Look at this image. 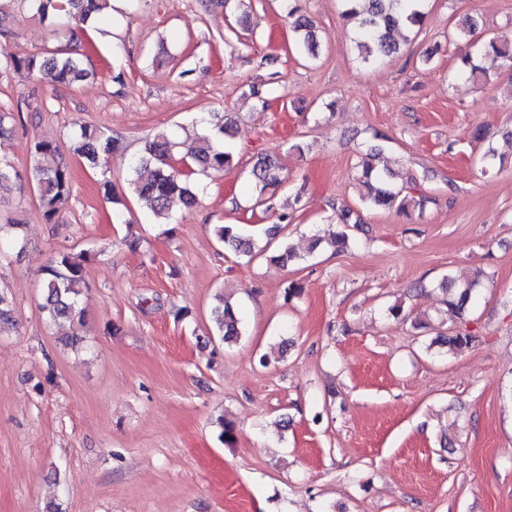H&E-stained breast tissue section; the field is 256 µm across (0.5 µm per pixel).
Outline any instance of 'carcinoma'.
Returning a JSON list of instances; mask_svg holds the SVG:
<instances>
[{"label":"carcinoma","instance_id":"cac0c4a2","mask_svg":"<svg viewBox=\"0 0 512 512\" xmlns=\"http://www.w3.org/2000/svg\"><path fill=\"white\" fill-rule=\"evenodd\" d=\"M31 8L43 18L58 17L60 25L68 31L75 28L85 31L86 23L93 14L107 7L108 0H30ZM286 16L296 45L311 56L318 50L316 26L308 15L302 13L296 0H283ZM342 17L351 23L356 34V47L366 64H377L399 52L393 33L402 29L413 30L422 25L425 18L423 8L426 0H341ZM478 22L466 16L449 35L451 40L474 36ZM477 56L512 63V42L496 37L484 40L478 47ZM5 67L13 70L36 71L44 78L66 85L84 81L90 72L83 62L59 50L48 55H15L0 51ZM234 121L224 117L216 128L208 129L196 136L190 145L180 141L175 133L161 131L147 138L140 152L129 163L128 185L131 192L149 202L154 215L166 218L174 204L191 209L197 203V187L191 180L196 173L203 175L224 173L232 169L233 153L226 139L233 136ZM119 142L100 128L80 127V133L72 146L73 154L89 168L102 166L105 157L118 149ZM282 170L279 155H266L257 160L251 169V180L259 192L280 183ZM22 179L31 184L39 207L47 220L59 215L69 204L73 183L69 166L58 154V148L50 141L39 140L33 147V161L26 176L8 161L0 160V188ZM362 192L360 201L374 209L404 210L410 203L424 205L426 197L409 198L404 189L389 184L384 175L375 170L371 162L362 163L360 177ZM217 239L224 247L238 256L252 259L256 256L254 238L244 234L236 225H222L216 229ZM347 233L329 230L325 236L313 235L309 251L314 253L326 246L338 248L345 245ZM86 256L60 253L44 268L41 288L44 303L42 310L47 319L55 324L66 323L70 327L64 339L65 345L73 349L83 347L85 338L80 333L84 326L85 311L80 296L85 285L84 262ZM479 280L474 278L462 283L446 277L440 286L451 292L447 301L448 314L463 320L472 302V294ZM212 321L226 342L242 336L244 325L234 307L224 302L212 311Z\"/></svg>","mask_w":512,"mask_h":512}]
</instances>
